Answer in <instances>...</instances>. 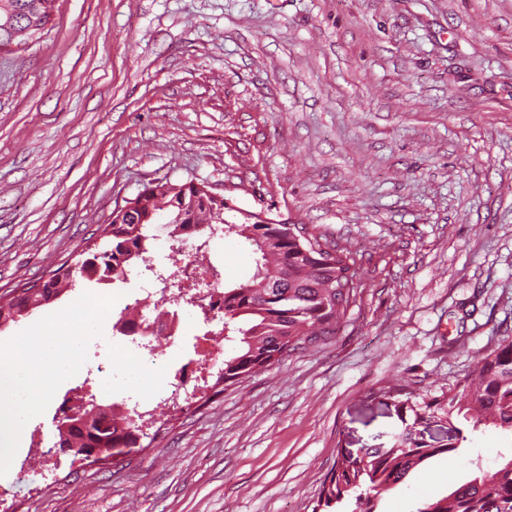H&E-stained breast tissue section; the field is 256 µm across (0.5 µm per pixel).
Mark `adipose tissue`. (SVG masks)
I'll return each instance as SVG.
<instances>
[{"instance_id":"1","label":"adipose tissue","mask_w":512,"mask_h":512,"mask_svg":"<svg viewBox=\"0 0 512 512\" xmlns=\"http://www.w3.org/2000/svg\"><path fill=\"white\" fill-rule=\"evenodd\" d=\"M101 299L81 303L54 319L50 327L26 332L17 341L0 347V385L9 390L10 407L0 412V438L20 442L21 416L32 411L36 382L57 383L73 374L81 363L80 345L70 336L73 322L95 324Z\"/></svg>"}]
</instances>
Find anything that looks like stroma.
I'll return each mask as SVG.
<instances>
[{"label": "stroma", "instance_id": "obj_1", "mask_svg": "<svg viewBox=\"0 0 512 512\" xmlns=\"http://www.w3.org/2000/svg\"><path fill=\"white\" fill-rule=\"evenodd\" d=\"M54 23L0 51V296L98 242L150 183L194 181L233 209L305 224L352 252L356 297L336 335L240 383L154 397L133 452L0 465V512H312L338 449L390 448L407 424L386 395L446 401L474 356L512 337V0H58ZM225 285L247 247L214 237ZM153 280H78L0 330L4 345L88 296L108 299L84 362L139 366L112 326ZM76 371L31 425L47 438ZM376 512H415L512 459V435L466 433Z\"/></svg>", "mask_w": 512, "mask_h": 512}]
</instances>
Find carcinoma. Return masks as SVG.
Segmentation results:
<instances>
[{"label": "carcinoma", "mask_w": 512, "mask_h": 512, "mask_svg": "<svg viewBox=\"0 0 512 512\" xmlns=\"http://www.w3.org/2000/svg\"><path fill=\"white\" fill-rule=\"evenodd\" d=\"M57 0H0V50L25 44L52 24ZM137 220L112 214L103 229L105 242L80 254L74 274L55 273L42 289L27 288L18 302L0 301V326L18 322L29 311L49 304L73 288L72 277L124 281L149 257V228L161 214L170 216L168 236L180 242L201 224L224 228V236L243 240L255 255V270L246 280L224 289V340L235 343L224 357L220 379L233 384L278 362L285 354L319 345L336 334L341 316L353 299L355 261L339 248H324L320 238L304 237V226L260 224L254 214L242 221L224 217L226 202L197 195L185 184L158 182L134 198ZM398 406L414 421L434 416L432 405L408 396ZM444 416L472 425L512 431V339L480 357L463 382L448 390ZM58 446L82 440L122 454L138 444L135 428L98 413L85 428L56 426ZM466 440L463 429L440 446L419 441L404 432L392 448H367L352 456L338 452L335 468L325 478L314 512H333L355 500L352 512H374V500L403 483L427 460L453 458ZM416 512H512V459L492 473H482L455 485L446 495L427 500Z\"/></svg>", "instance_id": "cac0c4a2"}]
</instances>
